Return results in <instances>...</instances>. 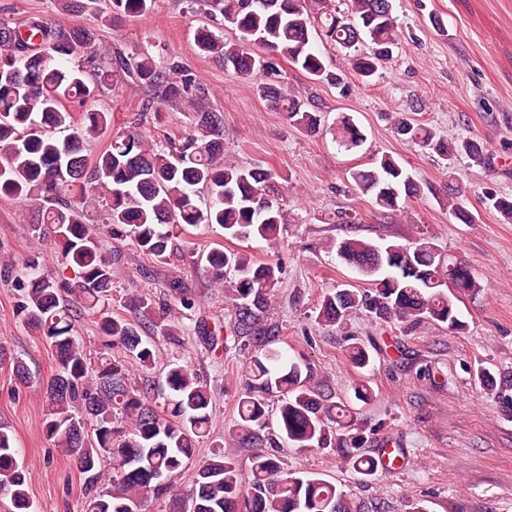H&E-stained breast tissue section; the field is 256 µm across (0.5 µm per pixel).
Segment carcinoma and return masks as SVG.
Segmentation results:
<instances>
[{
  "label": "carcinoma",
  "mask_w": 512,
  "mask_h": 512,
  "mask_svg": "<svg viewBox=\"0 0 512 512\" xmlns=\"http://www.w3.org/2000/svg\"><path fill=\"white\" fill-rule=\"evenodd\" d=\"M68 13L101 11V0H57ZM346 9L328 0H201L224 17L232 39L202 26L195 32L199 54L218 59L243 78L262 75L255 90L289 125L316 134L317 107L287 91V77L276 58L288 60L312 81L327 83L346 95L347 78L330 71L323 52L310 41L346 52L351 70L366 82L392 55L400 31L391 0H348ZM153 0H107L110 15L140 17ZM99 46L84 27L58 29L45 21L24 27L0 20V196L36 205L32 231L50 229L62 263L73 272L72 292L79 311L99 316V328L120 353H91L75 330L74 310L65 304L53 271L32 256L18 279L15 311L40 333L56 363L44 390L43 432L75 461L84 479V512H137L153 497L167 501L169 512H355L336 485L317 472L290 471L281 449L298 452L336 449L340 459L369 482L377 475L366 444L375 429L353 409L332 401L331 391L316 380L308 363L284 360L272 348L281 333L269 311L280 283L279 262H254L247 254L213 248L205 255L214 283L224 286V272H236L225 298L230 311L224 330L200 322L194 331L214 349L228 341L249 350L246 381L237 395V419L224 435L234 448H252L248 480L233 452L222 450L203 461L191 492L173 489L172 478L191 461L199 443L209 437L211 390L187 364L168 365L165 386L149 395L150 380L135 379L130 367L148 373L155 365L150 341L141 325L107 312L112 300L115 258L91 225L88 212L101 207L112 235L127 237L146 256L165 262L174 230L199 224L217 225L239 241L260 238L274 243L286 223L282 204L268 194L277 173L270 168L245 169L224 161L218 130L223 114L200 105L193 130L163 147L138 132L113 134L94 158L84 142L106 132L112 114L90 104L96 88L133 79L155 90L157 102L189 94L195 82L184 71L164 69L145 53L114 52L110 70H96ZM84 106L80 120L64 106ZM61 138L52 136L54 132ZM397 138L438 156L448 169L443 206L461 224L475 223L466 190L454 176L455 162L465 155L483 163L488 146L474 138L449 140L431 127L401 116L393 123ZM336 141L347 151L359 148L364 135L348 115L338 118ZM355 188L381 210L400 211L423 193L421 183L400 163L383 154L371 166L349 171ZM205 189L210 201L197 203ZM487 205L512 219V196H489ZM339 259L366 278L369 287L343 284L323 292L315 321L338 329L352 314L396 320L409 331L432 321L460 330L458 302L480 290L468 267L440 248L431 237L408 245L346 238L336 244ZM355 368L370 363L366 345H345ZM31 382L23 359L0 345V364ZM480 387L512 416V380L487 369L476 372ZM11 431L0 426V491L9 495L13 512H31L27 471Z\"/></svg>",
  "instance_id": "cac0c4a2"
}]
</instances>
